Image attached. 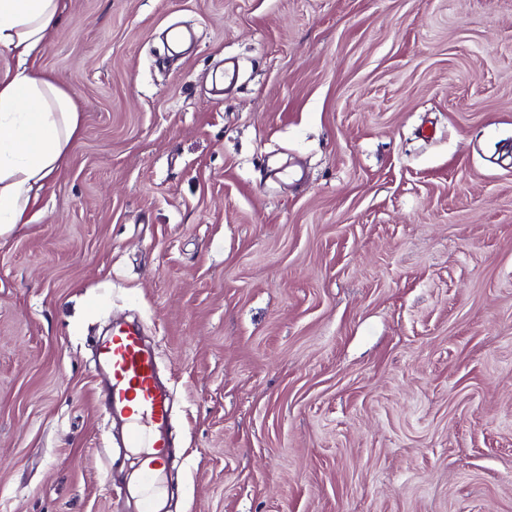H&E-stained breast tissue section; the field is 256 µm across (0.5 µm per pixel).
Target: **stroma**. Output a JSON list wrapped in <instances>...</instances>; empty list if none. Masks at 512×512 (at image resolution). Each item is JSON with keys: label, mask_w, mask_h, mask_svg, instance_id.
<instances>
[{"label": "stroma", "mask_w": 512, "mask_h": 512, "mask_svg": "<svg viewBox=\"0 0 512 512\" xmlns=\"http://www.w3.org/2000/svg\"><path fill=\"white\" fill-rule=\"evenodd\" d=\"M39 66L82 130L0 237V512H138L119 318L167 512H512V0H69ZM99 374L104 383L102 406L110 417L126 419L125 448H159L150 455L141 477L140 512H155L157 472L167 462L170 442L163 433L149 434L146 422L161 425L169 416L166 393L157 377V362L139 329L112 327L98 345ZM133 404V406L130 405Z\"/></svg>", "instance_id": "35a3bbf8"}]
</instances>
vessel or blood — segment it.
I'll return each instance as SVG.
<instances>
[{
    "instance_id": "vessel-or-blood-1",
    "label": "vessel or blood",
    "mask_w": 512,
    "mask_h": 512,
    "mask_svg": "<svg viewBox=\"0 0 512 512\" xmlns=\"http://www.w3.org/2000/svg\"><path fill=\"white\" fill-rule=\"evenodd\" d=\"M98 370L104 383L102 406L115 418L126 419L125 445L149 448L153 454L141 477L140 512H155L157 473L167 462L166 436L148 433L146 423H164L169 416L166 393L157 377V362L139 329L113 327L98 346Z\"/></svg>"
}]
</instances>
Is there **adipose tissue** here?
<instances>
[{"mask_svg":"<svg viewBox=\"0 0 512 512\" xmlns=\"http://www.w3.org/2000/svg\"><path fill=\"white\" fill-rule=\"evenodd\" d=\"M65 9L66 0H0V50L15 59L0 78V235L25 223L81 132L70 92L39 67Z\"/></svg>","mask_w":512,"mask_h":512,"instance_id":"1","label":"adipose tissue"}]
</instances>
